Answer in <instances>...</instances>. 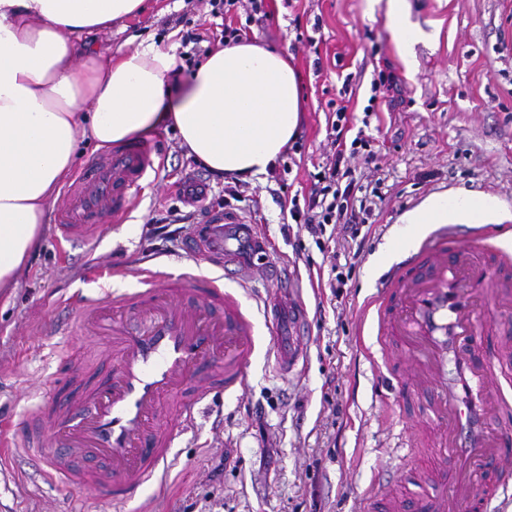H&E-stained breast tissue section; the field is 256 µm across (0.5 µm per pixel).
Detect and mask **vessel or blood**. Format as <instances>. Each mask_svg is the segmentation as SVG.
Returning a JSON list of instances; mask_svg holds the SVG:
<instances>
[{
    "mask_svg": "<svg viewBox=\"0 0 512 512\" xmlns=\"http://www.w3.org/2000/svg\"><path fill=\"white\" fill-rule=\"evenodd\" d=\"M158 167L149 138L87 161L54 215L60 241L93 243L105 220L124 221ZM458 234L457 225H439L417 253L384 272L369 304L379 335L401 349L402 397L431 400L425 425L438 459L417 489L389 501L390 512H490L481 486L491 469L497 490L512 491V402L502 388L512 367L471 355L483 325L512 316V254L480 233ZM185 253L211 275L146 269L142 287L66 302L65 331L93 339L107 374L70 403L48 392L12 434L13 445L36 453L63 492L90 487L123 512L194 425L199 404L241 385L255 351L254 323L224 288L225 279L242 276L241 256L275 284L264 302L270 326L282 306L291 310V334L276 345L277 369L289 373L304 360L307 308L293 277L271 264L254 225L212 210ZM451 457L458 462L452 470Z\"/></svg>",
    "mask_w": 512,
    "mask_h": 512,
    "instance_id": "obj_1",
    "label": "vessel or blood"
}]
</instances>
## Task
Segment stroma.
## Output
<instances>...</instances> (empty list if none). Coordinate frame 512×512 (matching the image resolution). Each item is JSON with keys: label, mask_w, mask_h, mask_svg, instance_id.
I'll return each mask as SVG.
<instances>
[{"label": "stroma", "mask_w": 512, "mask_h": 512, "mask_svg": "<svg viewBox=\"0 0 512 512\" xmlns=\"http://www.w3.org/2000/svg\"><path fill=\"white\" fill-rule=\"evenodd\" d=\"M271 16L252 35L284 51L302 75L306 110L296 139L302 161L275 180L250 178L256 208L234 203L255 224L279 268L296 275L310 320L308 354L293 375L275 368L276 337L262 300L269 285L260 272L244 274L252 292L244 302L255 325L256 348L242 390L205 399L194 427L160 466L127 512H364L363 492L389 473L390 488L405 490L410 465L428 467L418 415L406 413L392 385L389 337H377L364 307L397 254L398 223L430 195L466 190L496 197L512 209V0H406L407 21L421 32L410 60L398 54L387 0H268ZM320 31H313V24ZM215 33L205 0H144L138 14L85 35L93 56L120 55L148 45L181 55L180 31ZM304 41H297V33ZM322 74H315L314 59ZM398 78L401 98L383 107L375 133V162L353 160L362 183H379L381 202L359 257L346 243L336 261L323 257L311 236L281 232L282 200L305 186L328 151L324 112L349 88V109L362 118L380 66ZM160 167L125 223L105 222L96 244L56 243L52 216L19 269L17 287L0 291V419L21 424L40 404L46 381L61 394L78 373L61 365L90 339L54 330L64 300L139 287L142 269L182 273L184 224H166L172 209L188 212L178 191L185 177L204 174L175 126L154 130ZM164 233L154 235L152 224ZM118 273L95 279L93 263ZM353 263L339 297L314 287L317 269ZM113 512L92 491L63 498L45 481L32 452H0V512Z\"/></svg>", "instance_id": "1"}]
</instances>
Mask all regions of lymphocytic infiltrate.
Instances as JSON below:
<instances>
[{
    "instance_id": "1",
    "label": "lymphocytic infiltrate",
    "mask_w": 512,
    "mask_h": 512,
    "mask_svg": "<svg viewBox=\"0 0 512 512\" xmlns=\"http://www.w3.org/2000/svg\"><path fill=\"white\" fill-rule=\"evenodd\" d=\"M326 120L334 151L312 174L308 192L290 198V220L282 229L287 232L292 224H300L318 249L329 254L337 235L358 241L373 215L371 202L378 197L379 189L361 184L350 166L351 159L359 156L368 163L374 160L372 137L352 132V117L346 105L333 107Z\"/></svg>"
}]
</instances>
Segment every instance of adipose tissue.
<instances>
[{"mask_svg": "<svg viewBox=\"0 0 512 512\" xmlns=\"http://www.w3.org/2000/svg\"><path fill=\"white\" fill-rule=\"evenodd\" d=\"M144 0H0V288L38 245L47 206L79 140L103 147L174 123L212 172L275 166L303 107L298 74L255 40L209 53L185 79L175 55L147 46L86 61L83 34L137 14ZM403 223L507 224L495 197L435 194Z\"/></svg>", "mask_w": 512, "mask_h": 512, "instance_id": "1", "label": "adipose tissue"}]
</instances>
